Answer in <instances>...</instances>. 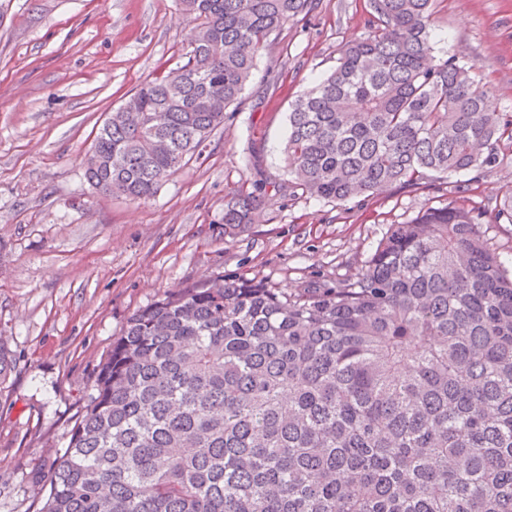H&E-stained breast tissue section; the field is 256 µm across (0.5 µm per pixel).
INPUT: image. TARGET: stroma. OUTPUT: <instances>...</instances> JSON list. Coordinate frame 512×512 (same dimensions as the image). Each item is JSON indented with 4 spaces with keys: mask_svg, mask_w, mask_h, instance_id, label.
Masks as SVG:
<instances>
[{
    "mask_svg": "<svg viewBox=\"0 0 512 512\" xmlns=\"http://www.w3.org/2000/svg\"><path fill=\"white\" fill-rule=\"evenodd\" d=\"M369 0H314L272 37L241 104L201 154L147 201L84 175L98 128L143 82L177 69L193 35L178 0H0V512H39L34 474L63 450L127 317L224 276L293 292L355 273L389 225L452 200L484 206L512 253L496 197L512 164L465 192L387 188L344 204L302 193L284 168L289 106L365 30ZM435 56L476 65L493 109L512 113V0H435ZM267 185L259 222L224 232V196Z\"/></svg>",
    "mask_w": 512,
    "mask_h": 512,
    "instance_id": "stroma-1",
    "label": "stroma"
}]
</instances>
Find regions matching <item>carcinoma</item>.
<instances>
[{
	"mask_svg": "<svg viewBox=\"0 0 512 512\" xmlns=\"http://www.w3.org/2000/svg\"><path fill=\"white\" fill-rule=\"evenodd\" d=\"M434 0H370L365 33L298 96L283 150L303 193L343 204L512 151V113L476 68L436 62ZM187 61L142 84L132 125L99 128L87 179L154 196L224 123L270 36L310 0H179ZM265 188L224 196V233ZM455 201L391 224L354 275L285 292L194 282L133 312L40 512H512V264ZM497 216L512 223V186ZM14 360L0 338V384Z\"/></svg>",
	"mask_w": 512,
	"mask_h": 512,
	"instance_id": "cac0c4a2",
	"label": "carcinoma"
}]
</instances>
